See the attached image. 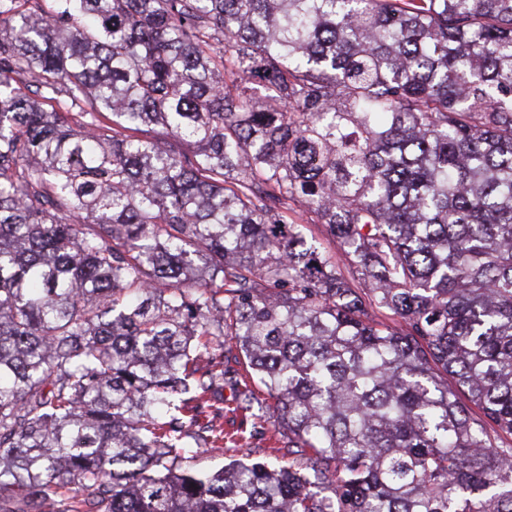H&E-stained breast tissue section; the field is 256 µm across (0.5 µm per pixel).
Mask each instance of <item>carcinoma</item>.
Masks as SVG:
<instances>
[{
	"label": "carcinoma",
	"mask_w": 512,
	"mask_h": 512,
	"mask_svg": "<svg viewBox=\"0 0 512 512\" xmlns=\"http://www.w3.org/2000/svg\"><path fill=\"white\" fill-rule=\"evenodd\" d=\"M52 2L0 0V512H512V0ZM296 213L293 214V219L297 222L296 224H306L308 229L306 230V234L308 239L310 240L311 236L315 237L317 244L328 251L334 259H336V263L342 268L343 272L347 275L346 269L344 267L345 256L343 252L337 247V244L333 243L331 237L327 234L325 227L322 224H311L310 218L316 220L313 214H309L304 211V208L300 204L293 205ZM251 448H228L224 449L221 455H201L190 458L182 463V468L189 469H208L224 466L230 459H243L252 461H269L271 460L267 442L262 436H257L252 440Z\"/></svg>",
	"instance_id": "obj_1"
}]
</instances>
